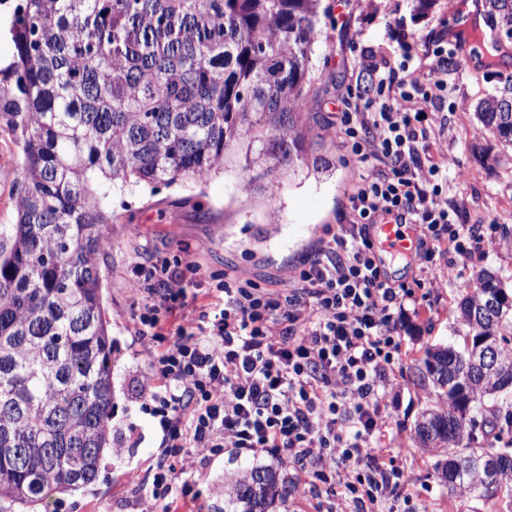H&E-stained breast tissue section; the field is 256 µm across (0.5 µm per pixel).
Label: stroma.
Returning <instances> with one entry per match:
<instances>
[{"label": "stroma", "instance_id": "obj_1", "mask_svg": "<svg viewBox=\"0 0 512 512\" xmlns=\"http://www.w3.org/2000/svg\"><path fill=\"white\" fill-rule=\"evenodd\" d=\"M466 2L433 0L423 10L418 0H325L329 13L321 20L314 46L302 115L308 159L297 171L283 173L276 209L264 207L260 188L248 194L239 190L245 165L241 158L202 186L109 193L110 246L99 268L114 340L112 424L121 451L103 462L90 490L57 496L53 512H141L133 474L150 469L165 453L158 420L142 393L144 344L135 334L136 300L125 287L133 261L171 259L187 250L206 277L245 269L271 288L292 279L321 242L330 240L352 183L368 171L347 151L334 127L336 101L355 80L364 55L396 53L391 39L396 23L419 39L449 42L450 92L444 111L452 133L437 140L436 149L467 174L465 183L452 189L462 203L463 223L497 221L512 234V149L485 130L478 117L480 101L512 82V61L504 66L494 58L500 51L512 58V39L488 17L482 27L459 33L455 15ZM20 159L13 137L0 131V225L16 221L13 187ZM485 269L512 287V245L483 242L470 260L458 262L452 282L431 291L428 312L407 314L400 325L401 346L390 366L393 385L382 400L389 421L385 462L398 475L385 512H512L502 497L450 498L435 476L438 451L414 441L416 421L437 397L431 385L413 381L411 369L426 347L457 342V303L476 288ZM253 467L275 469L290 488L288 498L275 501L269 512H339L343 489L336 485L328 492H312L287 455L253 458L228 448L193 466L201 512H224L228 474Z\"/></svg>", "mask_w": 512, "mask_h": 512}]
</instances>
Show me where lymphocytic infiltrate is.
<instances>
[{"label":"lymphocytic infiltrate","mask_w":512,"mask_h":512,"mask_svg":"<svg viewBox=\"0 0 512 512\" xmlns=\"http://www.w3.org/2000/svg\"><path fill=\"white\" fill-rule=\"evenodd\" d=\"M392 37L397 54L368 61V83L349 89L336 114L347 148L370 171L292 285L268 289L241 271L205 288L188 254L135 262L126 281L140 302L143 387L165 447L203 460L226 448L287 453L310 482L339 481L354 512L393 486V473L360 463L383 452L381 402L405 302L422 309L416 289L441 287L489 231L461 223L448 189L466 173L434 152L448 130L437 111L448 90L447 48L437 47L436 66L417 67L414 34L399 25ZM389 218L418 229L413 284L391 282L381 267L372 228ZM138 484L146 505L166 512L200 497L187 471L164 460Z\"/></svg>","instance_id":"1"}]
</instances>
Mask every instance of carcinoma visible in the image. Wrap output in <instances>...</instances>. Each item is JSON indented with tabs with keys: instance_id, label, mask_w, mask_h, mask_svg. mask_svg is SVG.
Instances as JSON below:
<instances>
[{
	"instance_id": "carcinoma-1",
	"label": "carcinoma",
	"mask_w": 512,
	"mask_h": 512,
	"mask_svg": "<svg viewBox=\"0 0 512 512\" xmlns=\"http://www.w3.org/2000/svg\"><path fill=\"white\" fill-rule=\"evenodd\" d=\"M321 0H19L12 61L0 69V130L22 151L16 223L0 227V512H39L84 490L118 442L109 322L97 259L110 215L95 185L155 191L248 164L305 163L301 121ZM512 39V0H488ZM512 146V83L479 105ZM257 158H252L254 146ZM464 340L491 338L508 368L474 373L468 344L425 350L415 367L437 402L415 440L442 448L448 494L512 504V451L473 445L476 425L512 430V289L492 273L459 303ZM290 493L277 471L231 482L227 505L267 512Z\"/></svg>"
}]
</instances>
